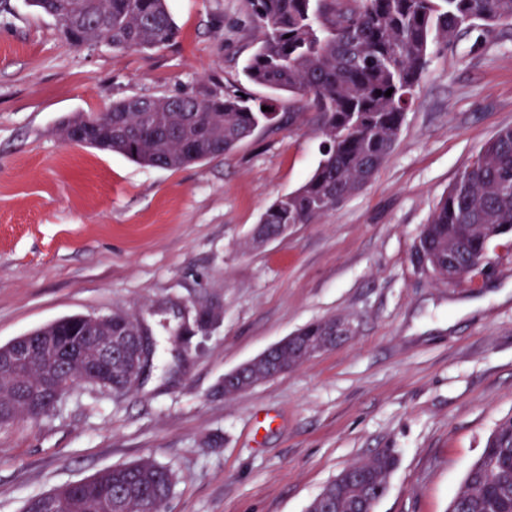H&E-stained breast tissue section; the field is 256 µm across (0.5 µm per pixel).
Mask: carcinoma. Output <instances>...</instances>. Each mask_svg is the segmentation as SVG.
Segmentation results:
<instances>
[{
  "mask_svg": "<svg viewBox=\"0 0 512 512\" xmlns=\"http://www.w3.org/2000/svg\"><path fill=\"white\" fill-rule=\"evenodd\" d=\"M53 18L65 41L82 48L150 50L176 36L168 0H30ZM263 37L245 68L247 81L273 94L256 102L240 89L224 95L129 97L98 114L75 113L60 122L59 139L120 154L146 167L179 169L219 157L279 118V96L303 102L322 137L321 159L295 191L272 202L262 230L285 232L310 224L364 187L393 150L405 114L437 39L451 41L479 23L511 24L512 0H246ZM391 96H385L387 90ZM267 110H262V107ZM512 236V128L491 138L464 167L438 202L421 236L440 279L485 268L489 244ZM134 315L114 311L94 320L75 315L36 330L59 348L93 351L96 336L133 335ZM338 319L313 322L296 332L294 345L277 358L296 363L308 352L332 347ZM129 364L112 363V393L123 394ZM269 369L253 366L234 395L264 380ZM38 370L0 369V426L27 416L15 400ZM398 466L393 448H380L353 464L312 500L307 512H360L376 504ZM174 476L152 460L116 466L77 484L30 499L25 512H165ZM449 512H512V416L501 419L480 457L455 493Z\"/></svg>",
  "mask_w": 512,
  "mask_h": 512,
  "instance_id": "obj_1",
  "label": "carcinoma"
}]
</instances>
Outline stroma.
Masks as SVG:
<instances>
[{
    "label": "stroma",
    "mask_w": 512,
    "mask_h": 512,
    "mask_svg": "<svg viewBox=\"0 0 512 512\" xmlns=\"http://www.w3.org/2000/svg\"><path fill=\"white\" fill-rule=\"evenodd\" d=\"M176 40L74 48L28 0H0V345L76 314H134L157 354L122 396L80 384L0 428V512L143 459L174 475L168 512H305L345 468L393 448L375 512H448L512 414V239L481 274L436 279L419 236L457 175L512 128V25L430 48L398 140L371 181L311 224L256 243L321 138L296 117L178 170L62 143L113 101L245 86L262 38L244 0H169ZM217 301L197 332L195 304ZM354 335L228 397L224 376L304 325ZM181 326L182 333L169 330Z\"/></svg>",
    "instance_id": "35a3bbf8"
}]
</instances>
